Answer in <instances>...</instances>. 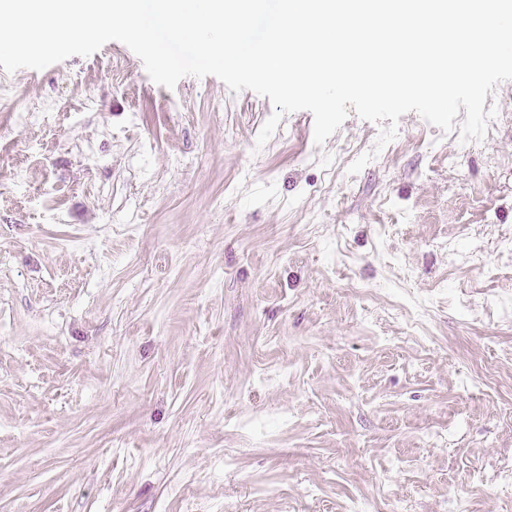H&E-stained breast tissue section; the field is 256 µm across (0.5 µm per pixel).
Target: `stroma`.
<instances>
[{
	"label": "stroma",
	"instance_id": "35a3bbf8",
	"mask_svg": "<svg viewBox=\"0 0 512 512\" xmlns=\"http://www.w3.org/2000/svg\"><path fill=\"white\" fill-rule=\"evenodd\" d=\"M496 132L0 69V512H512V80Z\"/></svg>",
	"mask_w": 512,
	"mask_h": 512
}]
</instances>
